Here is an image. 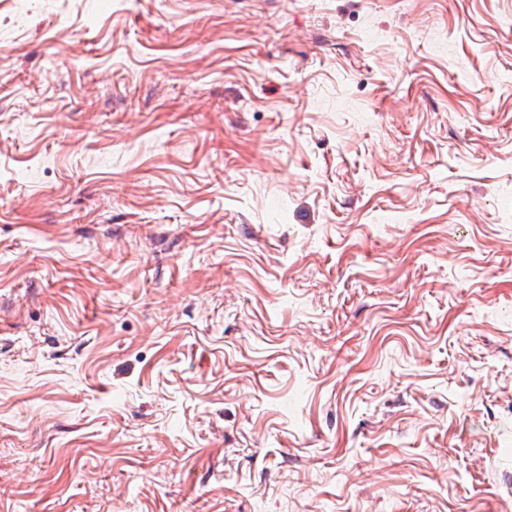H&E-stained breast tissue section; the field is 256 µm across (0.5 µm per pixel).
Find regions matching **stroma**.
<instances>
[{
  "label": "stroma",
  "instance_id": "stroma-1",
  "mask_svg": "<svg viewBox=\"0 0 512 512\" xmlns=\"http://www.w3.org/2000/svg\"><path fill=\"white\" fill-rule=\"evenodd\" d=\"M0 512H512V0H0Z\"/></svg>",
  "mask_w": 512,
  "mask_h": 512
}]
</instances>
